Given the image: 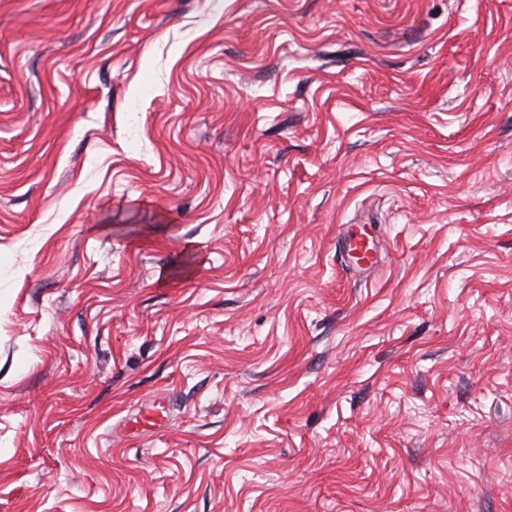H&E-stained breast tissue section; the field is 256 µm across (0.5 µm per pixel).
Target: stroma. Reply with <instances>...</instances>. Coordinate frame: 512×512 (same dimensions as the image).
<instances>
[{
    "label": "stroma",
    "instance_id": "35a3bbf8",
    "mask_svg": "<svg viewBox=\"0 0 512 512\" xmlns=\"http://www.w3.org/2000/svg\"><path fill=\"white\" fill-rule=\"evenodd\" d=\"M0 512H512V0H0ZM345 244L348 255L356 268L360 271H368L374 264L375 242L366 226L356 227L355 230H347ZM168 411L169 401L166 398H156L147 404L138 416L129 420L127 427L135 431L155 427L166 420Z\"/></svg>",
    "mask_w": 512,
    "mask_h": 512
}]
</instances>
